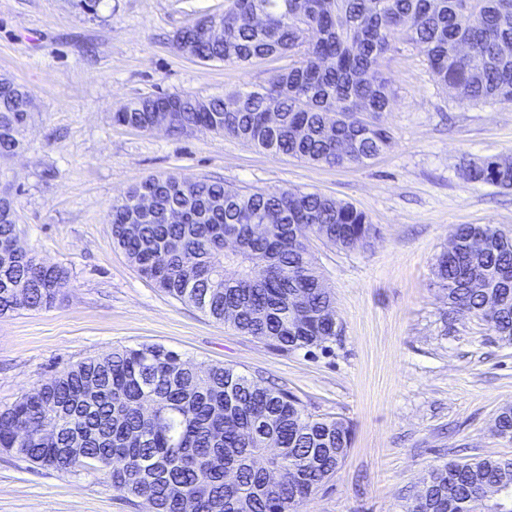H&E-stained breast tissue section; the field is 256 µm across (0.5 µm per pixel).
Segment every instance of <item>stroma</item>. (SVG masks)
Segmentation results:
<instances>
[{
    "instance_id": "obj_1",
    "label": "stroma",
    "mask_w": 512,
    "mask_h": 512,
    "mask_svg": "<svg viewBox=\"0 0 512 512\" xmlns=\"http://www.w3.org/2000/svg\"><path fill=\"white\" fill-rule=\"evenodd\" d=\"M224 0H0V75L32 94L18 155L0 159L20 245L67 268L59 302L0 316V407L71 364L157 344L202 365L231 366L294 394L313 414L344 419L351 447L300 512H400L434 466L512 457L493 433L512 407V345L486 322L449 314L434 275L461 224L512 232V189L468 180V163L512 157V104H461L424 57L396 41L384 70L394 102L381 116L388 149L360 166L329 167L256 150L205 130L173 135L114 125L127 101L158 92L206 99L265 85L275 58L200 62L178 30ZM225 188L318 192L364 211L371 246L309 248L330 289L337 336L326 350L283 351L237 333L159 291L112 244L108 211L151 175ZM0 512H135L99 473H61L0 453Z\"/></svg>"
}]
</instances>
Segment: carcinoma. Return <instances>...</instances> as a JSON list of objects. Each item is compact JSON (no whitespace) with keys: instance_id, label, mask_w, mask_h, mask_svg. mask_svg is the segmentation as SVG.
Masks as SVG:
<instances>
[{"instance_id":"cac0c4a2","label":"carcinoma","mask_w":512,"mask_h":512,"mask_svg":"<svg viewBox=\"0 0 512 512\" xmlns=\"http://www.w3.org/2000/svg\"><path fill=\"white\" fill-rule=\"evenodd\" d=\"M263 22L250 25L246 14ZM213 20L224 40L192 38ZM194 59L243 65L278 56L258 89L205 100L191 93L137 97L112 113L149 130L151 110L175 103L170 132L203 129L272 155L328 166L363 165L391 145L377 117L391 108L382 66L396 38L418 49L458 103H512V0H224L176 33ZM471 45L475 55L459 51ZM29 91L0 78V157L24 145ZM277 113L274 124L264 113ZM468 179L512 188V158L467 167ZM148 196L153 218L127 221ZM177 210L181 222L168 214ZM112 241L156 287L237 331L285 351L325 348L336 337L330 292L313 266L312 236L340 248L378 234L354 206L317 192H238L220 182L149 176L109 212ZM13 201L0 202V315L49 309L69 271L13 248ZM459 251L435 275L449 311L463 309L512 343V236L463 224ZM482 241L479 252L469 241ZM56 436H42L47 423ZM349 426L307 412L284 389L231 367L198 369L158 345L124 347L76 362L0 410V448L41 468L103 472L148 512H298L342 465ZM493 484L512 487V458L476 456L431 468L403 512H444Z\"/></svg>"}]
</instances>
